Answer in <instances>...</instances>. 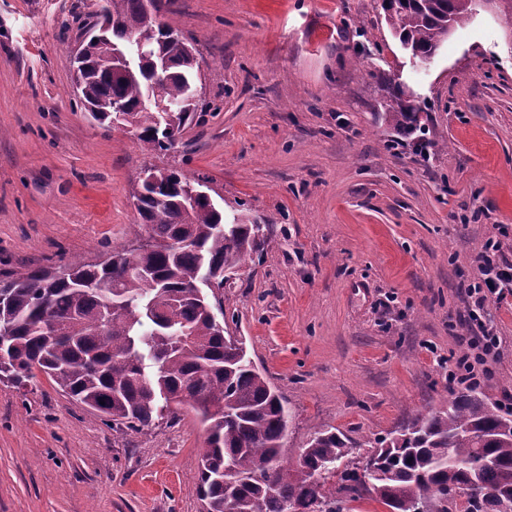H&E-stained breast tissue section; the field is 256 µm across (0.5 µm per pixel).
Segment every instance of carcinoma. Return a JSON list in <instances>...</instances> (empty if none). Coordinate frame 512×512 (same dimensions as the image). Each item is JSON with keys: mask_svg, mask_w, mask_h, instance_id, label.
I'll return each instance as SVG.
<instances>
[{"mask_svg": "<svg viewBox=\"0 0 512 512\" xmlns=\"http://www.w3.org/2000/svg\"><path fill=\"white\" fill-rule=\"evenodd\" d=\"M88 13L89 33L109 21L108 39L130 55L132 73L102 65L92 43L73 61L79 97L91 117L133 133L145 150L166 152L160 112L147 101L161 63L164 98L179 129L199 61L182 33L147 17L140 0H102ZM474 0H389L386 20L413 54L435 56L475 11ZM127 112L118 118L112 105ZM390 122L422 129L401 102ZM157 184L133 194L137 245L105 262L0 273V375L18 388L44 373L70 397L116 426L139 431L188 403L209 423L200 450L198 489L205 512H349L368 498L389 512H512V412L475 386L440 406L400 420L365 450L331 425L317 428L297 457L282 455L288 407L243 343L217 322L199 288H222L263 243V225L228 217L212 200L184 205L199 183L180 170L154 171ZM130 267L134 273L125 275ZM377 466L370 485L359 477Z\"/></svg>", "mask_w": 512, "mask_h": 512, "instance_id": "carcinoma-1", "label": "carcinoma"}]
</instances>
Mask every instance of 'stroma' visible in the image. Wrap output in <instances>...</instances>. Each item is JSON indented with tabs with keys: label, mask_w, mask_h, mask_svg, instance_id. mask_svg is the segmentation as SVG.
I'll return each mask as SVG.
<instances>
[{
	"label": "stroma",
	"mask_w": 512,
	"mask_h": 512,
	"mask_svg": "<svg viewBox=\"0 0 512 512\" xmlns=\"http://www.w3.org/2000/svg\"><path fill=\"white\" fill-rule=\"evenodd\" d=\"M89 2L0 0V270L127 245L138 173L176 167L267 226L216 295L287 402L285 456L319 426L371 441L448 397L474 258L497 235L512 260V0L454 28L423 69L382 0H171L161 19L193 41L203 93L161 153L74 92ZM393 75L423 139L385 119ZM491 313L495 404L512 393V307ZM205 437L188 406L134 431L47 375L0 381V512H202Z\"/></svg>",
	"instance_id": "obj_1"
}]
</instances>
